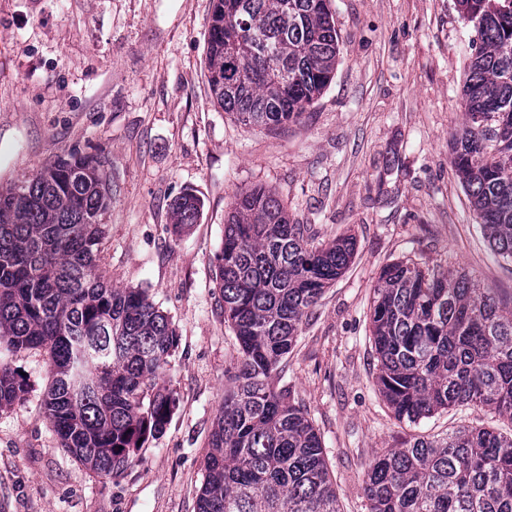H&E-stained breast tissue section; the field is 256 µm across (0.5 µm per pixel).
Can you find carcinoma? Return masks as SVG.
Returning a JSON list of instances; mask_svg holds the SVG:
<instances>
[{
    "label": "carcinoma",
    "instance_id": "cac0c4a2",
    "mask_svg": "<svg viewBox=\"0 0 512 512\" xmlns=\"http://www.w3.org/2000/svg\"><path fill=\"white\" fill-rule=\"evenodd\" d=\"M481 42L464 86L450 163L492 250L512 261V0H457ZM339 37L329 0H213L208 84L245 126L295 122L333 80ZM110 187L101 161L71 152L0 191V350L42 348L43 406L60 447L116 478L165 432L174 399L158 384L174 354L168 317L142 290L96 271ZM200 203L172 204L174 230ZM351 235L314 244L287 205L256 186L234 195L215 284L240 358L204 459L197 512H341L321 437L275 383L303 317L342 276ZM376 384L394 418L417 425L480 406L512 420V307L464 272L411 258L373 288ZM29 383L0 362V410ZM368 512H512V432L462 426L383 448L363 485Z\"/></svg>",
    "mask_w": 512,
    "mask_h": 512
}]
</instances>
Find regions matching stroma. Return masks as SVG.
<instances>
[{"label":"stroma","mask_w":512,"mask_h":512,"mask_svg":"<svg viewBox=\"0 0 512 512\" xmlns=\"http://www.w3.org/2000/svg\"><path fill=\"white\" fill-rule=\"evenodd\" d=\"M211 0H0V188L76 150L112 186L100 267L139 288L176 335L160 381L175 401L164 434L121 477L61 448L42 400L46 351L4 355L30 384L0 411V512H195L207 442L239 345L224 321L215 255L233 195L263 186L319 239H356L346 272L304 319L281 379L321 436L342 512H367V465L416 434L512 430L469 407L398 423L376 386L370 306L382 268L409 257L512 297V263L490 248L450 164L476 37L456 0H331L336 75L300 122L247 127L211 95ZM201 202L171 231L173 201Z\"/></svg>","instance_id":"stroma-1"}]
</instances>
